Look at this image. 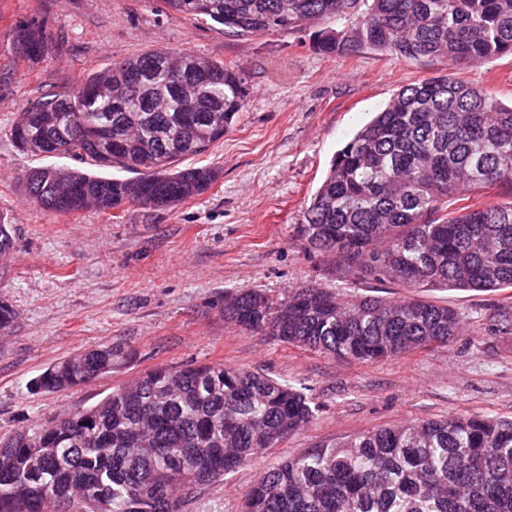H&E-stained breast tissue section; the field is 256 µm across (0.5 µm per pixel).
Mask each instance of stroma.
Segmentation results:
<instances>
[{
  "mask_svg": "<svg viewBox=\"0 0 512 512\" xmlns=\"http://www.w3.org/2000/svg\"><path fill=\"white\" fill-rule=\"evenodd\" d=\"M31 21L42 23L48 43L39 62L15 39ZM334 25L231 36L162 0H0V218L13 237L0 264V299L17 313L0 343L1 436L88 408L160 365L259 372L303 388L318 411L305 430L183 496L182 512H241L261 470L308 448L451 415L512 421V325L502 320L512 312L510 286L419 289L417 298L458 311L461 332L375 363L247 333L224 318L225 296L243 288L274 299L306 285L402 298L404 289L387 281L338 277L335 259L300 233L334 154L408 84L445 76L512 102L511 54L454 68L369 48L343 58L315 51L317 35ZM162 47L233 63L249 88L224 138L188 160L217 170L211 188L171 210L64 214L31 204L16 176L44 160L13 143L18 112L47 91ZM108 340L126 343L133 361L82 387L32 391L57 359Z\"/></svg>",
  "mask_w": 512,
  "mask_h": 512,
  "instance_id": "obj_1",
  "label": "stroma"
}]
</instances>
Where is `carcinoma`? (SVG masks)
Segmentation results:
<instances>
[{"mask_svg":"<svg viewBox=\"0 0 512 512\" xmlns=\"http://www.w3.org/2000/svg\"><path fill=\"white\" fill-rule=\"evenodd\" d=\"M188 20L236 36L322 32L314 49L369 47L404 59L475 64L512 54V0H164ZM16 41L31 60L47 43L34 23ZM248 96L236 66L161 48L45 93L10 129L18 150L68 157L21 171L30 202L59 213L171 209L205 193L218 172L177 168L224 138ZM112 167L130 178L104 175ZM498 189L511 196L459 207ZM310 248L336 272L416 288L512 286V105L446 76L401 87L337 152L304 211ZM16 318L0 301V333ZM224 318L337 359L372 363L446 343L454 309L413 297L348 296L318 286L281 299L241 289ZM120 343L53 363L34 389L56 393L112 373ZM317 405L300 388L222 363L159 366L96 404L0 438V512H181L179 491L252 462L305 429ZM242 512H512V422L450 415L319 445L261 472Z\"/></svg>","mask_w":512,"mask_h":512,"instance_id":"cac0c4a2","label":"carcinoma"}]
</instances>
